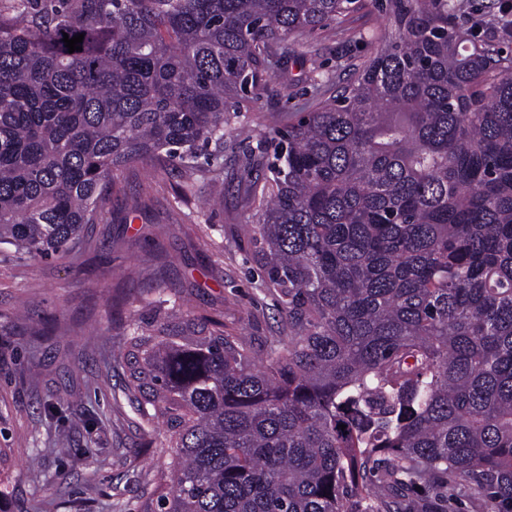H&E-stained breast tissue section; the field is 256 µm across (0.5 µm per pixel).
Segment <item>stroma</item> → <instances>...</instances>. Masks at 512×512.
Returning <instances> with one entry per match:
<instances>
[{
	"mask_svg": "<svg viewBox=\"0 0 512 512\" xmlns=\"http://www.w3.org/2000/svg\"><path fill=\"white\" fill-rule=\"evenodd\" d=\"M457 18H481L479 37L512 51L500 29L504 0H458ZM379 13L350 18L311 41L289 40L285 70L241 112L253 142L332 98L376 46L357 29L385 25ZM331 80L314 94L319 75ZM244 143L224 137L215 167L193 179L173 163L118 172L108 224L94 225L81 254L43 262L0 252V506L6 512H140L151 499L152 468L168 461L161 430L140 418L124 393L114 355L135 320H151L174 296L184 311L260 349L283 319L240 226Z\"/></svg>",
	"mask_w": 512,
	"mask_h": 512,
	"instance_id": "35a3bbf8",
	"label": "stroma"
}]
</instances>
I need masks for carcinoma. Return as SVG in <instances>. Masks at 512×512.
<instances>
[{
    "instance_id": "obj_1",
    "label": "carcinoma",
    "mask_w": 512,
    "mask_h": 512,
    "mask_svg": "<svg viewBox=\"0 0 512 512\" xmlns=\"http://www.w3.org/2000/svg\"><path fill=\"white\" fill-rule=\"evenodd\" d=\"M371 9L376 52L246 156L285 335L172 307L114 357L169 448L144 512H512V57L454 0H0V245L32 261L111 223L120 168L193 174L291 36Z\"/></svg>"
}]
</instances>
